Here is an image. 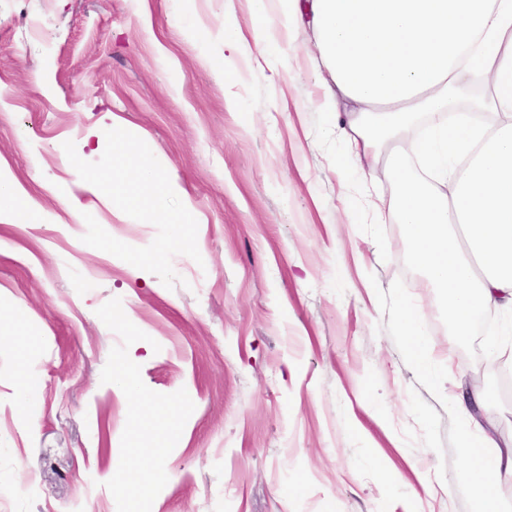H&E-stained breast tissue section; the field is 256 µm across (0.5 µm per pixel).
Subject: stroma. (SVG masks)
<instances>
[{
	"instance_id": "35a3bbf8",
	"label": "stroma",
	"mask_w": 512,
	"mask_h": 512,
	"mask_svg": "<svg viewBox=\"0 0 512 512\" xmlns=\"http://www.w3.org/2000/svg\"><path fill=\"white\" fill-rule=\"evenodd\" d=\"M224 0H0V170L35 222H0V512H126L129 461L163 420L114 389L139 356L140 390L179 410L140 512H475L461 480L450 393L479 383L512 440V343L502 325L459 340L438 289L409 260L403 225L378 223L298 29L274 68L237 62L224 107ZM117 126L143 139L198 222L201 261L174 256V289L82 241L85 215L149 245L156 227L80 179L64 142L98 161ZM409 302L451 374L427 377L402 336ZM123 321H115V314ZM36 404L16 409L20 370ZM384 469H377L376 460Z\"/></svg>"
}]
</instances>
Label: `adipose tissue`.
I'll return each mask as SVG.
<instances>
[{"instance_id":"adipose-tissue-1","label":"adipose tissue","mask_w":512,"mask_h":512,"mask_svg":"<svg viewBox=\"0 0 512 512\" xmlns=\"http://www.w3.org/2000/svg\"><path fill=\"white\" fill-rule=\"evenodd\" d=\"M250 2L255 25L246 33L225 20V50L268 64L281 50L271 13L312 27L333 107L347 116L336 135L363 179L397 183L390 216L439 290L452 334L466 338L487 311H512V0ZM475 87L484 92L475 106L493 110L494 126L452 110ZM115 370L133 409L166 421L150 463L129 462L139 474L127 487L129 512H138L182 424L138 389L134 359ZM461 444L477 512H512L500 494L512 481V448L469 421Z\"/></svg>"}]
</instances>
